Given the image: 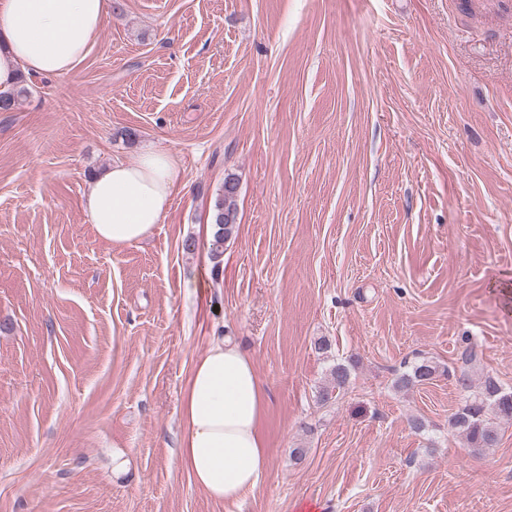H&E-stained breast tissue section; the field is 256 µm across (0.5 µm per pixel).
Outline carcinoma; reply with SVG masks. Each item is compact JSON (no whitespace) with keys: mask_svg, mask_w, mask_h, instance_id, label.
Segmentation results:
<instances>
[{"mask_svg":"<svg viewBox=\"0 0 512 512\" xmlns=\"http://www.w3.org/2000/svg\"><path fill=\"white\" fill-rule=\"evenodd\" d=\"M239 183L236 178L228 175L224 184L216 194L211 220L214 224L211 242V258L217 260L224 253V243L232 236L237 220L236 201ZM436 367L421 361L411 371L402 374L395 382L399 390L409 389L424 384L434 378ZM349 380V369L338 364L331 370V378L327 385L319 391L318 399L328 403L335 398V393L345 387ZM456 384L470 393L465 404L448 419L451 429L462 435L468 447L475 453L495 447L499 442L498 425L512 422V391H507L491 376H487L478 386H473L471 375L462 371L456 376Z\"/></svg>","mask_w":512,"mask_h":512,"instance_id":"obj_1","label":"carcinoma"}]
</instances>
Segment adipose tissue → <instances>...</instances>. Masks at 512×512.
Listing matches in <instances>:
<instances>
[{"label": "adipose tissue", "mask_w": 512, "mask_h": 512, "mask_svg": "<svg viewBox=\"0 0 512 512\" xmlns=\"http://www.w3.org/2000/svg\"><path fill=\"white\" fill-rule=\"evenodd\" d=\"M111 0H0V93L19 76H52L89 55ZM178 162L149 149L136 163L113 162L96 173L84 209L97 236L114 246L148 237L175 190ZM269 397L250 355L224 337L213 339L182 394L178 449L194 484L219 502L255 489L269 467L262 423Z\"/></svg>", "instance_id": "1"}]
</instances>
